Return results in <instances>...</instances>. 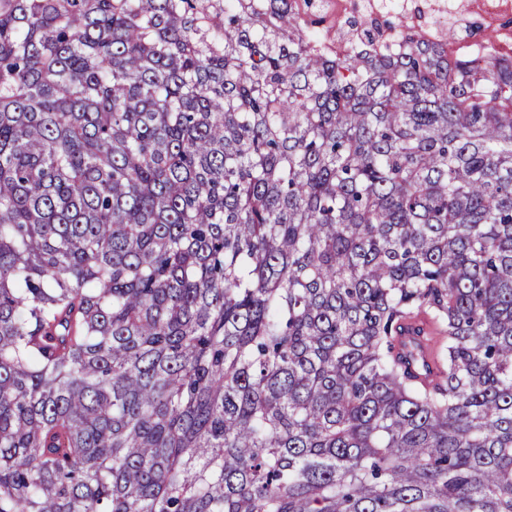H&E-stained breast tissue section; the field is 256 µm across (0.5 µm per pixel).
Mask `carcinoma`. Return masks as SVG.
Segmentation results:
<instances>
[{
  "label": "carcinoma",
  "mask_w": 512,
  "mask_h": 512,
  "mask_svg": "<svg viewBox=\"0 0 512 512\" xmlns=\"http://www.w3.org/2000/svg\"><path fill=\"white\" fill-rule=\"evenodd\" d=\"M319 23L0 0V512H512V56Z\"/></svg>",
  "instance_id": "1"
}]
</instances>
